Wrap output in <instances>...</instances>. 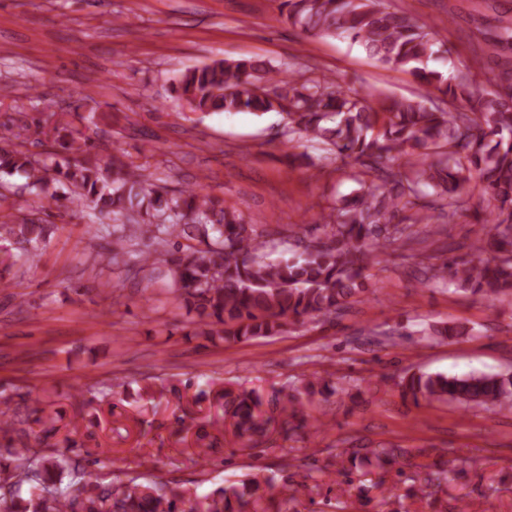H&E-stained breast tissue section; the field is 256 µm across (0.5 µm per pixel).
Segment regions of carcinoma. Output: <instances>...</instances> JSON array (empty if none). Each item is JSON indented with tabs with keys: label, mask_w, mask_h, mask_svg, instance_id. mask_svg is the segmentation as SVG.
Segmentation results:
<instances>
[{
	"label": "carcinoma",
	"mask_w": 512,
	"mask_h": 512,
	"mask_svg": "<svg viewBox=\"0 0 512 512\" xmlns=\"http://www.w3.org/2000/svg\"><path fill=\"white\" fill-rule=\"evenodd\" d=\"M287 19L313 37L349 40L377 62L414 76L426 88L417 99L388 98L374 106L370 93L344 89L329 76L305 78L286 67L270 69L259 58L214 60L183 72L175 85L192 112H282L283 135L304 136L326 146L334 159L368 161L373 179L361 192L336 203L321 236L304 241L290 258L271 260L270 241L224 209L220 199L198 185L168 194L149 183L143 167L92 153L89 135L54 128L64 152L36 158L0 136V174L23 173L27 186L61 207L55 185L67 188L72 205L88 206L132 224L112 228L116 237L101 253L123 261L126 242L139 238L167 246L163 255L140 254L127 268L133 276L163 266L161 277L187 312L195 313V333L224 340L274 336L308 317L329 320L361 301L365 270L380 253H395L415 242L419 224L440 207L452 220L468 203L464 185L475 181L487 201L476 213L486 258L453 257L441 266L423 265L427 279L452 271L458 289L493 307L512 294V97L492 85L480 87L469 67L446 75L427 67L449 49L436 33L418 25L388 0H285ZM433 192H428V189ZM432 200H427V197ZM0 193V237L33 248L46 242L49 225L20 218ZM188 243L183 244L179 239ZM403 397L414 403L456 402L485 411L512 409V372L445 375L417 371L400 377ZM224 420L235 434L253 440L269 425L285 426L297 415L299 397L263 402L254 389L221 393ZM13 396L0 391V512H248L264 498L256 478L199 496L167 483L84 481L78 425L44 444L33 430L17 427ZM396 448H367L360 463L379 466Z\"/></svg>",
	"instance_id": "obj_1"
}]
</instances>
